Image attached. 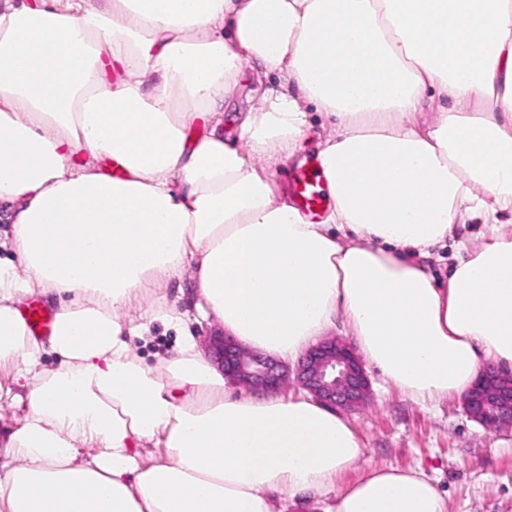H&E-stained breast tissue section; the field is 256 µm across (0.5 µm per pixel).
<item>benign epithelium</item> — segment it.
<instances>
[{"instance_id":"7a95c632","label":"benign epithelium","mask_w":512,"mask_h":512,"mask_svg":"<svg viewBox=\"0 0 512 512\" xmlns=\"http://www.w3.org/2000/svg\"><path fill=\"white\" fill-rule=\"evenodd\" d=\"M205 350L224 376L251 390L278 391L290 382L310 393L323 405L341 411L362 407L370 382L354 348L334 336L311 345L295 369L285 363L245 350L232 336L208 337ZM464 412L493 430L512 429V375L494 367L483 368L463 399Z\"/></svg>"}]
</instances>
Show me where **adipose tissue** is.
<instances>
[{
	"instance_id": "ef3b65f1",
	"label": "adipose tissue",
	"mask_w": 512,
	"mask_h": 512,
	"mask_svg": "<svg viewBox=\"0 0 512 512\" xmlns=\"http://www.w3.org/2000/svg\"><path fill=\"white\" fill-rule=\"evenodd\" d=\"M251 62L279 83L228 143ZM430 90L451 106L425 128ZM312 107L337 129L317 224L267 168L303 150ZM0 202V405L23 410L0 512H275L357 465L351 422L241 394L192 335L151 366L132 339L184 324L168 290L189 273L201 318L283 360L343 315L418 401L512 370V0H0ZM475 216L492 235L472 248L455 233ZM449 240L440 282L422 259ZM35 296L47 338L19 310ZM336 512L447 505L423 473L372 466Z\"/></svg>"
}]
</instances>
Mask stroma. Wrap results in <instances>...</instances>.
Returning <instances> with one entry per match:
<instances>
[{
  "instance_id": "1",
  "label": "stroma",
  "mask_w": 512,
  "mask_h": 512,
  "mask_svg": "<svg viewBox=\"0 0 512 512\" xmlns=\"http://www.w3.org/2000/svg\"><path fill=\"white\" fill-rule=\"evenodd\" d=\"M264 76L245 65L224 102V138L237 141L238 118L260 97ZM368 404L349 413L365 455L338 481L346 486L368 466L423 472L448 501V512H512V430H488L466 415L461 396L435 403L413 401L368 370Z\"/></svg>"
}]
</instances>
